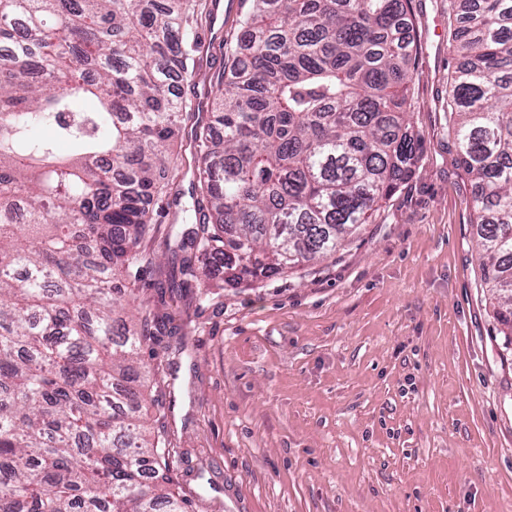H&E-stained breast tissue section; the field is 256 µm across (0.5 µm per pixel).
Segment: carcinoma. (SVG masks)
I'll return each instance as SVG.
<instances>
[{"instance_id": "carcinoma-1", "label": "carcinoma", "mask_w": 512, "mask_h": 512, "mask_svg": "<svg viewBox=\"0 0 512 512\" xmlns=\"http://www.w3.org/2000/svg\"><path fill=\"white\" fill-rule=\"evenodd\" d=\"M246 55L194 129L196 228L169 280L284 274L343 249L414 171L409 0H249ZM448 136L512 350V0H449ZM206 0H0V512H188L143 417L147 317H116ZM97 111L77 112L76 100ZM72 151L64 153L60 143Z\"/></svg>"}]
</instances>
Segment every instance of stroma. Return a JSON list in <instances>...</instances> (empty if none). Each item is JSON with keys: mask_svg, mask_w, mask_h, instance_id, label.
<instances>
[{"mask_svg": "<svg viewBox=\"0 0 512 512\" xmlns=\"http://www.w3.org/2000/svg\"><path fill=\"white\" fill-rule=\"evenodd\" d=\"M216 0L177 90L182 151L136 276L154 368L147 413L190 512H512V358L481 286L473 187L448 136V0H411L414 174L335 256L243 288L169 282L194 228L196 119L236 46Z\"/></svg>", "mask_w": 512, "mask_h": 512, "instance_id": "obj_1", "label": "stroma"}]
</instances>
